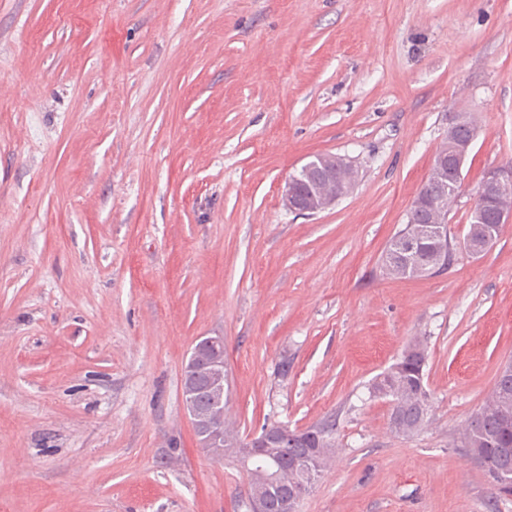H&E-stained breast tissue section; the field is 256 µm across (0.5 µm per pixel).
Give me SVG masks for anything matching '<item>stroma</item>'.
<instances>
[{
	"label": "stroma",
	"mask_w": 512,
	"mask_h": 512,
	"mask_svg": "<svg viewBox=\"0 0 512 512\" xmlns=\"http://www.w3.org/2000/svg\"><path fill=\"white\" fill-rule=\"evenodd\" d=\"M463 116L453 260L386 275ZM318 153L358 184L290 212ZM510 163L512 0H0V512H249L182 409L214 333L241 439L335 424L299 512H512L460 446L512 362V223L464 248ZM415 338L431 411L404 437L368 386ZM322 168L327 173V185L323 188L301 190L303 174L311 168ZM353 168V162L336 154H318L308 160L297 173L291 175L285 183L283 200L288 210L301 215H314L325 211L337 201L347 197L358 181V170L351 169V185L336 181V171L340 168ZM512 194V165L502 166L497 168L488 169L484 172L482 179L479 183L476 202L473 210L475 213V220L479 225L476 230L475 238H468L474 236V211L470 212L468 223L469 229L466 234V249L473 255H480L488 251L497 241L500 229L503 224L512 222V208L500 207L497 209V203L493 200L488 201L484 206L483 222L480 209L483 202L487 197H504ZM476 204L478 206L476 207ZM497 209L495 216L496 224H492L494 213Z\"/></svg>",
	"instance_id": "35a3bbf8"
}]
</instances>
